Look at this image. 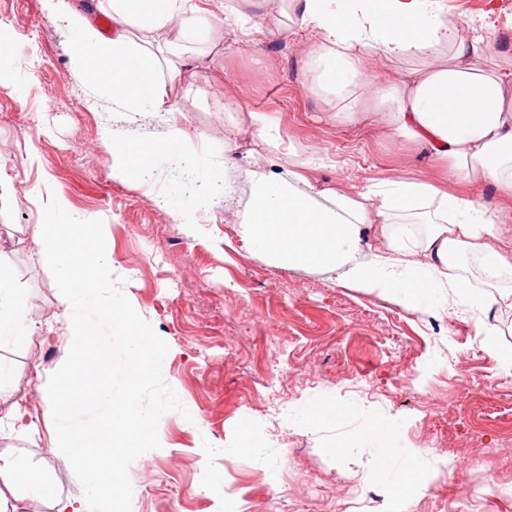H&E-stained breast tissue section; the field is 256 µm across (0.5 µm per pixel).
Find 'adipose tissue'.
I'll return each instance as SVG.
<instances>
[{"label":"adipose tissue","mask_w":512,"mask_h":512,"mask_svg":"<svg viewBox=\"0 0 512 512\" xmlns=\"http://www.w3.org/2000/svg\"><path fill=\"white\" fill-rule=\"evenodd\" d=\"M74 36L70 63L95 88H111L125 112L163 114L167 143L132 141L114 153L112 175L159 163L168 143L181 139L174 109L166 107L168 82L177 81L185 44L210 39L212 13L196 0H109L112 33L104 35L68 0H44ZM274 0H243L224 13L249 41L273 37L262 17ZM290 34L306 40L303 78L336 119L374 117L389 136L419 148L437 175L422 179L373 178L355 192L319 181L314 156L283 145L279 124L267 112H250L254 139L286 146L291 164L271 158L254 164L233 139L224 142V199L237 200L238 234L270 265L314 268L330 280L388 293L405 308L444 316L461 310L488 313L494 288L512 285V53L487 66L482 29H461L447 18L446 0H288ZM167 29L168 78L160 80L142 35ZM494 186L498 198L478 192ZM374 230L377 245L366 242ZM413 248L420 261L400 264ZM29 312L15 288L6 253L0 251V345L26 334ZM86 475L84 496L111 504L123 469L121 455L89 464L71 447ZM51 479L0 455V512H29Z\"/></svg>","instance_id":"obj_1"}]
</instances>
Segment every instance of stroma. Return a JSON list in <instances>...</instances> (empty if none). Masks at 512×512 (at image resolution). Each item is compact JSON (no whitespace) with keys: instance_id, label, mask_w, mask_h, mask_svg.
Here are the masks:
<instances>
[{"instance_id":"1","label":"stroma","mask_w":512,"mask_h":512,"mask_svg":"<svg viewBox=\"0 0 512 512\" xmlns=\"http://www.w3.org/2000/svg\"><path fill=\"white\" fill-rule=\"evenodd\" d=\"M450 21L484 20L487 52H512V0H447ZM212 42L188 45L204 67L184 71L168 104L184 135L161 167L112 175V133L128 139L167 137L166 125L144 112L130 122L115 111L111 91L85 85L70 66L72 36L43 0H0V50L16 54L0 66V242L32 332L0 346L13 398L33 426L0 421V453L48 469L52 494L80 497L81 478L59 448L47 386L65 362L72 331L55 321L57 286L38 253L33 229L56 199L72 216L99 219L112 253V273L137 313L169 346L167 384L176 386L199 429L174 417L158 426L159 449L128 468L132 512H219L218 497L200 492L203 449L197 430L227 445L248 418L279 453L274 485L260 467L219 459L223 485L238 512H390L389 482L374 451L347 448L361 422L314 417L288 420L311 401L329 409L372 411L398 425L415 487L408 512H512V373L500 365L512 352V302L495 318L480 313L446 318L405 310L391 296L334 283L312 268L273 267L242 248L235 210L224 206V181L203 176V146L234 135L241 110L274 113L282 138L318 150L319 180L363 185L382 172L430 176L431 161L391 144L371 121L329 119L303 86L306 45L288 33L255 44L215 28ZM181 201L203 232L190 234L170 211ZM283 373L276 388L273 374ZM493 450V471L472 469V456Z\"/></svg>"}]
</instances>
